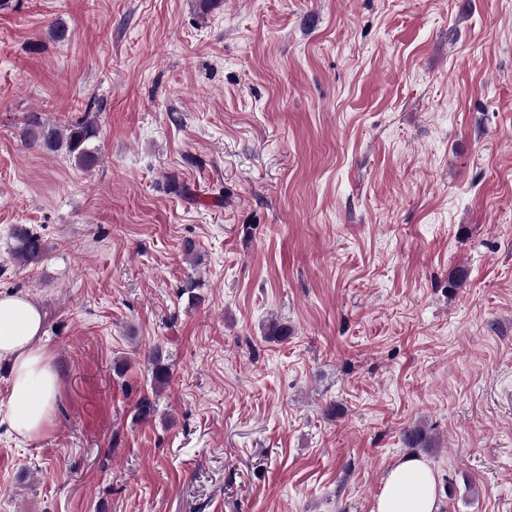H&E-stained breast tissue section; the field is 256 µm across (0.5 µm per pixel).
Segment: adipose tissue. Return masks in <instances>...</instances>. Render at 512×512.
<instances>
[{
    "label": "adipose tissue",
    "mask_w": 512,
    "mask_h": 512,
    "mask_svg": "<svg viewBox=\"0 0 512 512\" xmlns=\"http://www.w3.org/2000/svg\"><path fill=\"white\" fill-rule=\"evenodd\" d=\"M10 366L7 408L12 432L31 440L52 422L58 373L44 340L41 309L27 294L0 293V362ZM371 512H439L437 474L423 458L407 456L387 471Z\"/></svg>",
    "instance_id": "obj_1"
}]
</instances>
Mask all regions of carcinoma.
Here are the masks:
<instances>
[{
  "label": "carcinoma",
  "mask_w": 512,
  "mask_h": 512,
  "mask_svg": "<svg viewBox=\"0 0 512 512\" xmlns=\"http://www.w3.org/2000/svg\"><path fill=\"white\" fill-rule=\"evenodd\" d=\"M47 37L54 43H65L71 37V27L63 17L55 18L48 26ZM93 106H87L84 116L68 125H59L42 118L38 112L26 115L21 127L20 138L28 146L47 152H61L82 170H90L99 162L94 142L100 137L97 116L91 113ZM11 259L19 266H31L42 262L49 253L44 238L33 230L20 225L12 233ZM147 362L151 374L152 395H142L137 403L136 417L147 420L157 412L156 397L166 387L170 378V367L162 353L156 349L148 354ZM402 442L405 447L431 448L435 444L433 435L422 425L404 429Z\"/></svg>",
  "instance_id": "cac0c4a2"
}]
</instances>
